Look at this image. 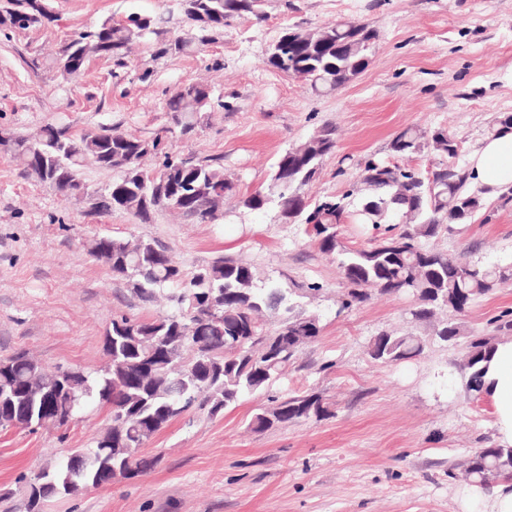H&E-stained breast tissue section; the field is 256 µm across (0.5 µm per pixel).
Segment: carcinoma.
<instances>
[{"instance_id":"1","label":"carcinoma","mask_w":512,"mask_h":512,"mask_svg":"<svg viewBox=\"0 0 512 512\" xmlns=\"http://www.w3.org/2000/svg\"><path fill=\"white\" fill-rule=\"evenodd\" d=\"M266 0H179L188 29L170 17L130 14L110 17L91 30L71 33L54 60L67 70L68 82L79 79L92 58L118 61L130 48L151 43L158 56L190 52L205 41L204 33L224 29L242 18H265ZM55 21L50 0H6L0 7V32L28 30ZM376 31L367 24L336 23L318 29L311 39L281 35L280 47L266 54L273 69L307 82L315 92L345 87L368 65ZM224 102L200 83L178 87L165 100L171 121L182 131L192 130L202 114ZM69 127L48 124L20 133L0 131V152L10 154L24 171L64 199L87 196L89 210L136 214L146 224L158 213L173 212L194 224H214L224 216V199L237 192L224 167L191 160L165 158L157 172L143 170V160L163 151L162 139L140 138L102 127L96 132L64 136ZM391 160L368 157L359 164L357 202L351 194L312 201L306 189L318 178L325 158L336 152V128L322 127L278 158L263 190L238 198L252 211L274 207L288 223L303 224L319 249L335 257L346 292L343 309L368 301L372 293L409 294L418 301L411 316L434 326L435 335L453 342L463 335L462 324L444 317L462 313L477 297L495 292L512 281V262L485 264L449 256L428 245L443 231L467 224L484 209L483 191L471 188L467 168L448 163L459 154L458 142L444 128H407L397 133ZM431 155L437 162L421 170L409 162ZM110 171L112 181L89 190L79 177L85 166ZM354 219L358 224L391 225V234L370 248L348 249L338 227ZM94 258L143 303L165 296L167 312L148 318L126 315L112 319L103 340L105 361L99 369H79L73 385L57 388L70 367L48 368L44 382L54 389L50 398L27 394L23 380L31 369L29 354L4 358L8 372L0 373V429L41 428L44 407L75 420L91 404L107 410L111 440L93 441L77 449L72 461L60 462L38 474L63 490L52 489L40 501L62 495L77 496L88 480L111 459L130 464L135 478L155 464L138 452L157 433L192 409L223 415L243 396L262 394L273 387L299 349L319 336L316 317L293 314L289 293L274 285L261 287L254 267L241 259L218 258L186 273L169 256L168 248L153 239L130 241L100 236ZM425 340L412 333L385 332L370 341L371 359L395 362L415 357ZM491 339L475 336L455 367L468 395L483 389L481 361ZM329 406L317 394L291 397L260 408L250 421L255 432L277 424L321 419ZM470 481L490 483L512 473V447L481 448L460 464Z\"/></svg>"}]
</instances>
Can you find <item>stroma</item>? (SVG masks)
Wrapping results in <instances>:
<instances>
[{"mask_svg":"<svg viewBox=\"0 0 512 512\" xmlns=\"http://www.w3.org/2000/svg\"><path fill=\"white\" fill-rule=\"evenodd\" d=\"M47 27L0 34V128L67 125L74 135L102 126L161 137L177 159L223 166L239 193L265 187L279 156L324 125L337 150L308 193L353 189L354 161L389 158L407 127L447 128L460 144L459 165L486 139L497 116L512 113V0H267L263 21L239 19L195 52L157 57L135 46L122 64L89 61L67 86L52 61L73 31L132 13H176L177 0H51ZM359 21L377 33L367 68L340 91L314 94L265 63L269 44L287 29ZM210 85L224 108L181 132L163 105L185 83ZM474 223L432 239L433 248L485 263L512 262V202L485 194ZM155 239L185 270L219 257L243 258L261 279L291 289L299 311L318 318L271 390L279 399L316 393L329 416L256 433L248 422L265 395L241 399L211 418L194 409L143 449L157 463L147 474L75 497L44 502L43 512H459L462 478L448 471L495 445L492 407L470 398L453 365L462 345L430 336L412 321L414 297L373 295L341 309L336 261L303 226L275 210L226 204L218 224L170 215L143 224L115 212L89 213L27 176L0 152V357L19 351L45 364L94 370L113 316L156 315L89 256L97 235ZM320 292H311V284ZM512 322V283L475 299L460 321L471 336L502 339ZM385 331L427 338L420 356L373 361L369 341ZM107 412L93 406L65 429L0 431V512H23L25 478L90 447Z\"/></svg>","mask_w":512,"mask_h":512,"instance_id":"stroma-1","label":"stroma"}]
</instances>
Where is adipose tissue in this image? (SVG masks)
<instances>
[{
  "label": "adipose tissue",
  "mask_w": 512,
  "mask_h": 512,
  "mask_svg": "<svg viewBox=\"0 0 512 512\" xmlns=\"http://www.w3.org/2000/svg\"><path fill=\"white\" fill-rule=\"evenodd\" d=\"M473 183L499 191L512 186V130L486 139L471 155ZM484 395L493 407L499 444L512 446V339L497 342L484 364ZM460 512H512V475L493 484L464 485L458 491Z\"/></svg>",
  "instance_id": "adipose-tissue-1"
}]
</instances>
